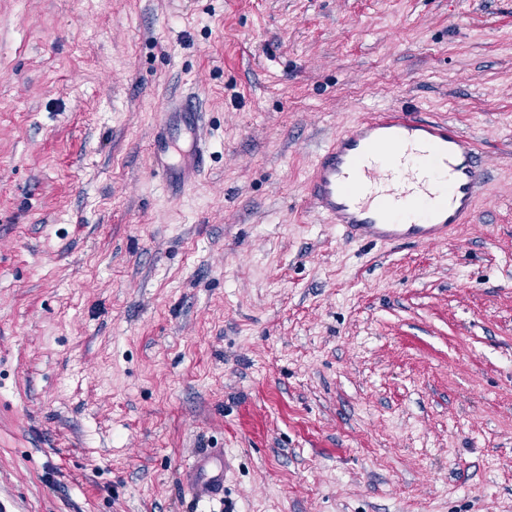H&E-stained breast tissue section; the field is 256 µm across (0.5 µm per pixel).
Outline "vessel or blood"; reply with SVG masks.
<instances>
[{
	"instance_id": "1",
	"label": "vessel or blood",
	"mask_w": 512,
	"mask_h": 512,
	"mask_svg": "<svg viewBox=\"0 0 512 512\" xmlns=\"http://www.w3.org/2000/svg\"><path fill=\"white\" fill-rule=\"evenodd\" d=\"M201 143L195 103L169 104L150 143L155 173L168 188L185 191L201 175ZM485 180L472 138L454 123L403 106L336 136L316 157L304 198L345 239L437 243L466 223ZM229 467L220 448L189 465L186 485L198 512L223 494Z\"/></svg>"
}]
</instances>
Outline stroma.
I'll use <instances>...</instances> for the list:
<instances>
[{
  "label": "stroma",
  "mask_w": 512,
  "mask_h": 512,
  "mask_svg": "<svg viewBox=\"0 0 512 512\" xmlns=\"http://www.w3.org/2000/svg\"><path fill=\"white\" fill-rule=\"evenodd\" d=\"M404 104L477 143L475 212L345 240L315 156ZM209 448L234 512H512V0H0V507L194 512ZM182 139L190 140V148L183 150ZM201 112L188 99L167 105L161 125L150 143L154 172L175 192H184L201 175L206 154L201 146ZM230 462L224 450L213 448L194 459L186 471V485L196 509L206 510L217 496L224 497V479Z\"/></svg>",
  "instance_id": "obj_1"
}]
</instances>
